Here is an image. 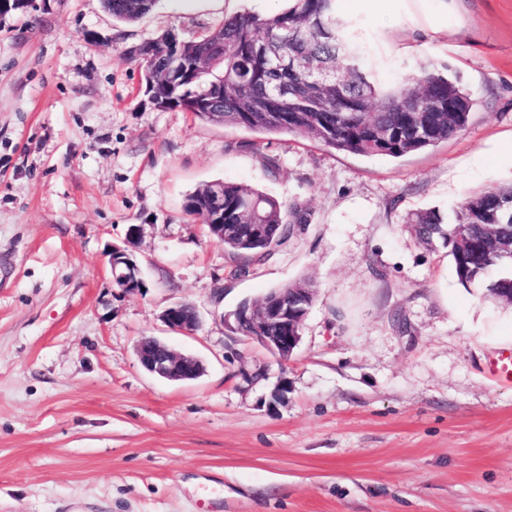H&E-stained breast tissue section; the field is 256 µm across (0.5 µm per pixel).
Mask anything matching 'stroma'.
Listing matches in <instances>:
<instances>
[{
  "label": "stroma",
  "instance_id": "1",
  "mask_svg": "<svg viewBox=\"0 0 512 512\" xmlns=\"http://www.w3.org/2000/svg\"><path fill=\"white\" fill-rule=\"evenodd\" d=\"M272 7L158 0L125 24L101 0H38L0 16V512H512V385L489 371L512 353V306L460 285L410 222L512 184V0H339L382 83L424 61L477 100L459 136L401 158L152 108L132 47ZM214 180L307 221L240 260L184 211ZM133 224L146 287L128 292L105 253ZM300 279L315 297L282 363L234 313ZM178 303L194 333L164 323ZM145 336L203 374H150ZM163 321L171 330L191 333L200 325L196 307L188 303H180L169 307L163 314Z\"/></svg>",
  "mask_w": 512,
  "mask_h": 512
}]
</instances>
